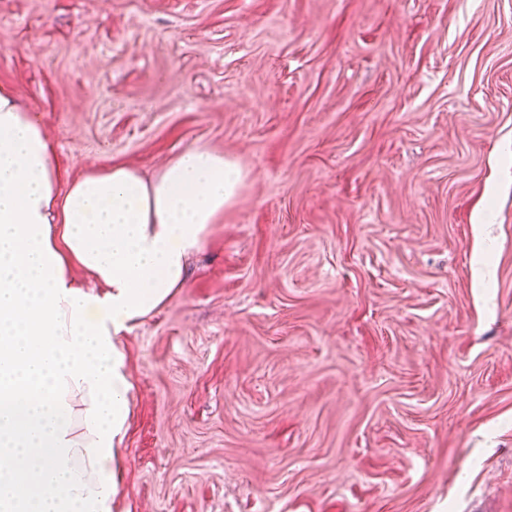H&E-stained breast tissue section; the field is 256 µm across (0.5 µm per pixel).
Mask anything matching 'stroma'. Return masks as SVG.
Instances as JSON below:
<instances>
[{
  "label": "stroma",
  "mask_w": 512,
  "mask_h": 512,
  "mask_svg": "<svg viewBox=\"0 0 512 512\" xmlns=\"http://www.w3.org/2000/svg\"><path fill=\"white\" fill-rule=\"evenodd\" d=\"M0 85L64 178L244 172L113 512H512V0H0Z\"/></svg>",
  "instance_id": "stroma-1"
}]
</instances>
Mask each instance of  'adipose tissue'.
I'll use <instances>...</instances> for the list:
<instances>
[{
    "label": "adipose tissue",
    "mask_w": 512,
    "mask_h": 512,
    "mask_svg": "<svg viewBox=\"0 0 512 512\" xmlns=\"http://www.w3.org/2000/svg\"><path fill=\"white\" fill-rule=\"evenodd\" d=\"M242 181L194 146L152 179L114 164L62 183L39 122L0 87V512H112L123 341L184 287Z\"/></svg>",
    "instance_id": "obj_1"
}]
</instances>
